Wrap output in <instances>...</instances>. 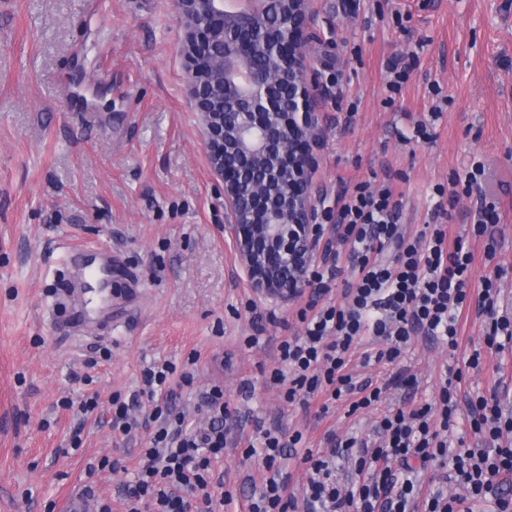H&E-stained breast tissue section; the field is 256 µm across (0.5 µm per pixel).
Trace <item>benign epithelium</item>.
I'll use <instances>...</instances> for the list:
<instances>
[{
	"label": "benign epithelium",
	"mask_w": 512,
	"mask_h": 512,
	"mask_svg": "<svg viewBox=\"0 0 512 512\" xmlns=\"http://www.w3.org/2000/svg\"><path fill=\"white\" fill-rule=\"evenodd\" d=\"M175 0L184 27L186 95L212 171L224 180V232L251 288L290 298L316 256L310 176L319 88L309 74L310 0ZM268 67L255 66L258 57Z\"/></svg>",
	"instance_id": "obj_1"
}]
</instances>
